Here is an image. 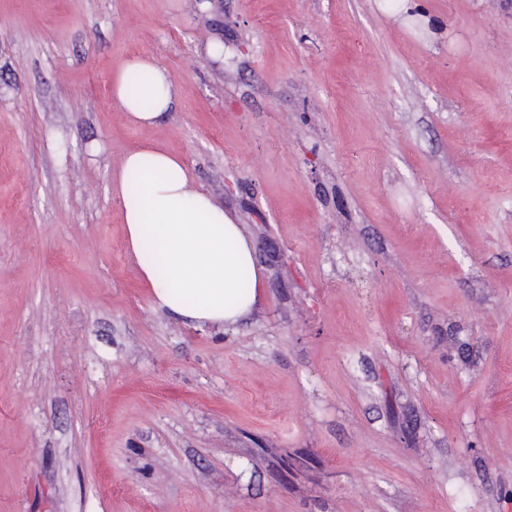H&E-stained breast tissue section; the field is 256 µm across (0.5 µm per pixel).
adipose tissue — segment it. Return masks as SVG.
I'll return each instance as SVG.
<instances>
[{
	"label": "adipose tissue",
	"instance_id": "obj_1",
	"mask_svg": "<svg viewBox=\"0 0 512 512\" xmlns=\"http://www.w3.org/2000/svg\"><path fill=\"white\" fill-rule=\"evenodd\" d=\"M146 72L138 95L127 88L129 72ZM112 99L137 126L164 120L173 102L166 70L154 58L128 60L112 77ZM149 108H142L141 99ZM130 251L155 304L171 317L198 325H233L249 316L260 297L262 273L254 247L222 207L195 182L187 164L165 149L146 145L128 152L117 179ZM156 237L158 262L142 259L143 242ZM250 291L240 296L241 274Z\"/></svg>",
	"mask_w": 512,
	"mask_h": 512
}]
</instances>
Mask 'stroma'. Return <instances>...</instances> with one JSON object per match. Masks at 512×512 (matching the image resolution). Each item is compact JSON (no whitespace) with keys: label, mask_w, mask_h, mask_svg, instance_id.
Here are the masks:
<instances>
[{"label":"stroma","mask_w":512,"mask_h":512,"mask_svg":"<svg viewBox=\"0 0 512 512\" xmlns=\"http://www.w3.org/2000/svg\"><path fill=\"white\" fill-rule=\"evenodd\" d=\"M0 0V512H512V0ZM224 45L223 59L208 51ZM137 55L174 105L112 101ZM181 156L254 246L158 308L115 178ZM146 72L148 80L140 87L138 97L151 102L147 109L141 107L138 98L133 97L127 88V77L132 71ZM112 100L125 112L136 126H153L166 119L170 111L173 95L171 82L166 70L153 57L138 56L112 76Z\"/></svg>","instance_id":"35a3bbf8"}]
</instances>
